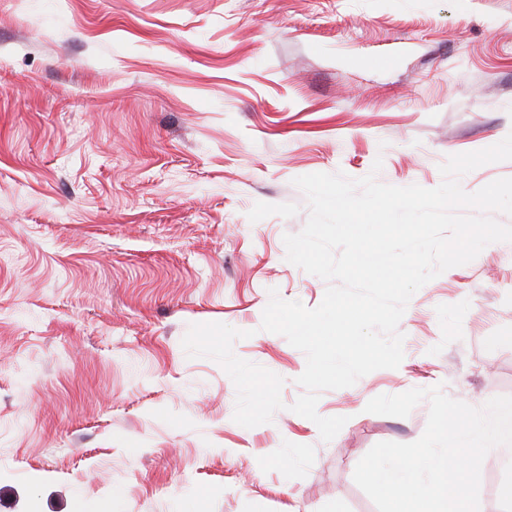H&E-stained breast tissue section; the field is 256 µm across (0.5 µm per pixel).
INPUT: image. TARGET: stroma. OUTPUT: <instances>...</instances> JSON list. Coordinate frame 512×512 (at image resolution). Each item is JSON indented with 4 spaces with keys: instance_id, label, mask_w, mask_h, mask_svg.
I'll return each instance as SVG.
<instances>
[{
    "instance_id": "stroma-1",
    "label": "stroma",
    "mask_w": 512,
    "mask_h": 512,
    "mask_svg": "<svg viewBox=\"0 0 512 512\" xmlns=\"http://www.w3.org/2000/svg\"><path fill=\"white\" fill-rule=\"evenodd\" d=\"M512 132V0H0V512H376L353 479L423 433L365 412L442 386L512 395V242L418 290L404 358L321 394L337 436L289 411L303 352L261 330L270 289L318 306L289 263L296 177L437 187L448 156ZM284 380L235 423L189 325ZM498 446L480 512L512 505Z\"/></svg>"
}]
</instances>
